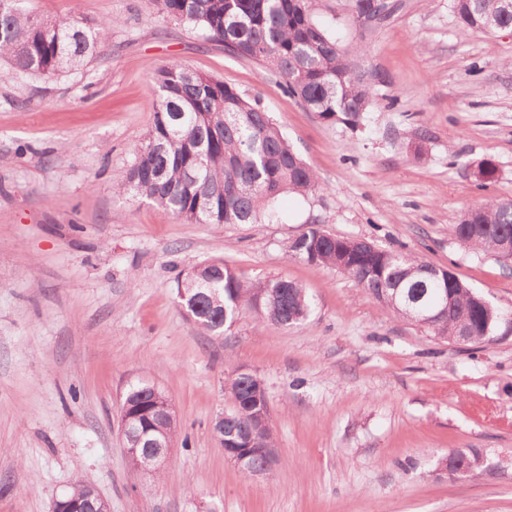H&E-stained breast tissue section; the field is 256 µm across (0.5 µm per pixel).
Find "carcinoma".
<instances>
[{
	"label": "carcinoma",
	"mask_w": 512,
	"mask_h": 512,
	"mask_svg": "<svg viewBox=\"0 0 512 512\" xmlns=\"http://www.w3.org/2000/svg\"><path fill=\"white\" fill-rule=\"evenodd\" d=\"M30 0H0V80L52 78L83 66L108 38L112 22L80 16L49 18L29 8ZM159 13L224 44L225 50L258 60L277 74L287 93L325 122L358 123L372 104V74L356 58L357 44L342 47L336 34L318 25L308 0H151ZM465 31L512 28L509 0H454ZM154 122L132 167L113 178V189L150 200L196 224H255L282 193L313 191L317 175L257 102L221 80L179 65L153 71ZM449 234L474 250L500 257L512 242V199L481 201L451 225ZM291 255L350 276L384 309L447 342L469 329L474 349L493 341L503 323L501 309L457 277L443 282L436 266L412 255L357 244L317 228L288 245ZM190 276L179 273L181 305L200 329L221 334L246 305L269 322L291 326L311 310L306 290L294 281L246 283L222 259L203 261ZM427 284L420 304L435 309L426 324L416 320L408 297ZM153 385L128 386L124 397L140 404L153 398ZM231 406L227 427L273 447L271 429L250 432L252 415L268 406L256 375L235 373L227 382ZM153 431L145 440L175 437L177 424L152 405ZM458 469L474 476L490 458L479 448L448 452Z\"/></svg>",
	"instance_id": "carcinoma-1"
}]
</instances>
